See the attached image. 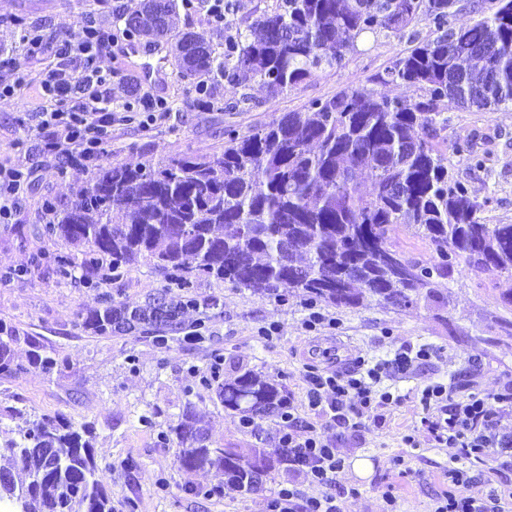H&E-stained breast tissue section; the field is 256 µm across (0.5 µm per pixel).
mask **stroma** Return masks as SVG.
<instances>
[{
    "mask_svg": "<svg viewBox=\"0 0 512 512\" xmlns=\"http://www.w3.org/2000/svg\"><path fill=\"white\" fill-rule=\"evenodd\" d=\"M137 0H0V44L13 48V64L29 75L26 86L13 96L0 97V162L23 164L34 170L33 182L21 199L11 223L0 224V276L11 280L0 285V321L25 337L32 336L66 358L64 372L45 373L29 367L31 348H15L25 372L0 379V465L8 456L6 446L19 438L23 419L9 417L18 408L26 417L61 414L76 424L94 429L95 457L118 512H268V503L280 489L291 486L299 497L319 492L305 479L289 482L285 475H270L262 491L242 495L225 491L223 497L195 496L194 488L212 485L208 471L187 472L175 458V448L163 444L158 434L175 422L185 407H193L211 441L239 448H272L280 439V417L263 420L260 436L251 435L238 417L229 415L208 386L212 364H219L222 378L249 368L282 381L296 413L312 419L308 409L306 378L310 372H345L359 359L370 362L392 358L398 349L430 348L431 362L408 379L391 375L383 384L401 394L400 403L369 421L361 435H341L339 427L325 429L336 440L346 464L337 477L344 490L345 512H435L451 488L448 465L451 448L435 447L427 431L419 427L421 409L412 397L415 390L435 380H452L459 394L478 390L488 394L489 408L497 397L512 392V338L503 336L499 320L507 311L500 302L512 281L492 280L484 273L456 268L441 280L448 296L442 310L427 307L394 309L377 302L358 307H337L305 296L277 303L215 279L195 281L193 291L201 300H217L208 314L190 310L185 324L204 322L201 338L184 340L172 333L166 344L132 333L99 338L75 328L78 315L100 306L103 292L115 301H144L146 295L166 287L164 277L142 261L129 267L108 289L87 288L49 274L46 260L66 256L73 249L60 239L36 235L47 223L44 200L56 206L70 204L75 192L86 185L98 167L117 164L160 163L188 153L209 156L224 148V128L245 131L289 111L304 110L311 101L326 99L340 90L364 87L379 94L396 95L391 85L374 83L373 77L390 66L411 46L412 39L433 36L431 16L423 14L395 35L387 31L362 35L342 63L284 95H270L257 79L232 87L218 84L216 109L200 112L189 106L185 81L176 67L170 47L160 44L151 55L130 56L127 41H119L100 60L112 70V99L118 110L112 124V142L88 166L60 167L44 154L36 132L29 129V114L43 103L40 81L54 65L52 55L28 58L18 50L19 29L12 20L25 15L29 25L42 28L47 38L81 37L82 14L95 13L103 24L116 20L117 5L134 8ZM158 67V74L143 77L144 65ZM148 95L168 100L171 110L147 124L137 112H124L123 103ZM248 97V104L227 112L220 104ZM448 138L470 139L475 161L449 155L448 169L469 195L483 202L479 217L486 224H512V105L495 111L464 110L448 104ZM24 276H16V269ZM323 313L327 325L312 330L305 322L310 310ZM275 327L273 338H262L265 327ZM419 428V448L406 447L402 435ZM135 467L124 468L126 458ZM370 460L373 472L361 478L350 462ZM472 496L495 491L505 512H512V469L472 468ZM393 493L395 504L385 495Z\"/></svg>",
    "mask_w": 512,
    "mask_h": 512,
    "instance_id": "1",
    "label": "stroma"
}]
</instances>
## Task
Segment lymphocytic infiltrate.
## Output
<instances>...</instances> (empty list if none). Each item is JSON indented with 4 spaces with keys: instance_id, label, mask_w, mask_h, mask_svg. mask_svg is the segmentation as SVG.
<instances>
[{
    "instance_id": "obj_1",
    "label": "lymphocytic infiltrate",
    "mask_w": 512,
    "mask_h": 512,
    "mask_svg": "<svg viewBox=\"0 0 512 512\" xmlns=\"http://www.w3.org/2000/svg\"><path fill=\"white\" fill-rule=\"evenodd\" d=\"M81 28L82 37L75 43L62 40L48 45L38 28L24 33L20 43L31 55L52 49L55 58L41 81L44 105L35 114L37 132L56 157L77 154L90 161L112 138V76L100 70L96 61L111 52L118 36L91 13L82 17ZM31 177L29 168L0 164L1 224L11 219ZM432 356L429 348L422 347L412 353H396L386 367L309 377L307 400L315 419L310 422L288 412L280 441L306 457L304 474L321 492L301 500L293 488L281 489L272 503L275 512H343L334 491L343 460L336 445L323 437L320 425L335 424L359 434L366 421L396 402L393 393L380 386L384 369L404 373ZM418 401L437 444L457 449L478 464L492 461L498 467L512 468V431L502 427L503 419L512 417V398L494 412L486 408L482 394L460 397L452 385L435 382L420 390ZM448 480L453 489L435 512H503L496 494L484 498L468 494L469 481L461 471L449 470Z\"/></svg>"
}]
</instances>
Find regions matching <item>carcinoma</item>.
<instances>
[{
  "label": "carcinoma",
  "instance_id": "carcinoma-1",
  "mask_svg": "<svg viewBox=\"0 0 512 512\" xmlns=\"http://www.w3.org/2000/svg\"><path fill=\"white\" fill-rule=\"evenodd\" d=\"M454 0H276L271 10L237 19V0H224V53L203 32L173 33L179 10L192 0H139L122 10L130 40H164L180 73L193 79L192 105H209L212 85L257 79L279 95L341 63L366 32L405 31L422 13L435 35L414 45L375 81L419 93L379 96L343 90L283 112L241 132L224 129V150L181 155L166 164L115 165L97 171L76 199L53 210L43 232L65 240L81 258L55 260L51 271L90 288L119 278L141 259L167 274L182 293L153 292L143 303L102 296L83 318L96 336L116 332H181L187 309L200 307L190 292L196 278H214L263 298L311 300L356 307L376 301L395 308L448 305L434 277L454 266L512 278V224H484L481 204L449 175L444 148L460 156L469 142L448 143L441 107L492 110L512 104V0L464 28L448 27ZM258 32L253 38L241 24ZM403 227L423 240L429 257H410L394 240ZM33 347L30 365L44 372L67 367L55 352L0 323V376L24 370L14 346ZM224 409L255 423L288 410L286 386L251 369L217 385ZM174 443L185 470L213 472L216 483L195 489L210 497L224 489L242 495L274 471L300 470V452L236 448L213 443L192 408L159 433ZM91 427L55 415L28 422L8 444L0 467V505L30 491L27 512H113L93 453ZM29 482L15 479V472Z\"/></svg>",
  "mask_w": 512,
  "mask_h": 512
}]
</instances>
